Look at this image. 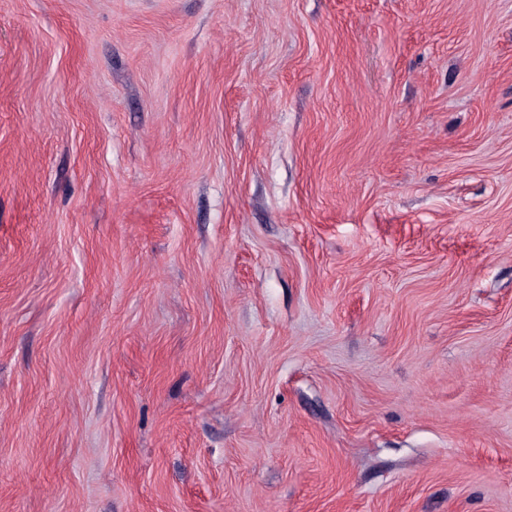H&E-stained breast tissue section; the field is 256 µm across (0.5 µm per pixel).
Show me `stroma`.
<instances>
[{
	"label": "stroma",
	"mask_w": 512,
	"mask_h": 512,
	"mask_svg": "<svg viewBox=\"0 0 512 512\" xmlns=\"http://www.w3.org/2000/svg\"><path fill=\"white\" fill-rule=\"evenodd\" d=\"M0 512H512V0H0Z\"/></svg>",
	"instance_id": "obj_1"
}]
</instances>
